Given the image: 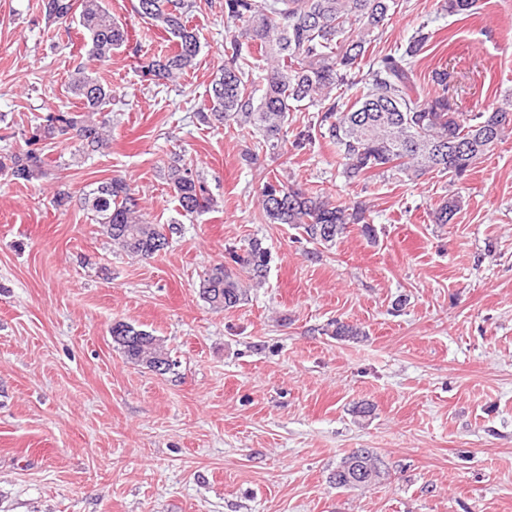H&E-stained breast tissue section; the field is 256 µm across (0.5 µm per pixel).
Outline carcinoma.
<instances>
[{
  "label": "carcinoma",
  "instance_id": "obj_1",
  "mask_svg": "<svg viewBox=\"0 0 512 512\" xmlns=\"http://www.w3.org/2000/svg\"><path fill=\"white\" fill-rule=\"evenodd\" d=\"M202 0H137L134 11L168 35L172 47L141 66L142 78L157 86L177 82L195 65L202 44L198 28L189 25ZM398 0H224V16L235 34L224 46V66L208 89L197 112L200 123H234L258 134L257 148L282 155L286 146L301 150L312 142L311 125L288 134L289 112L307 102L319 107L316 125L336 147L344 177L365 180L380 170H393L412 179L429 172L446 174L450 182L463 179L476 162L512 133V105L504 102L483 112L463 114L451 109L443 94H422L414 80V62L429 35L418 32L406 45L379 57L361 73L362 61L373 34L382 28ZM45 19L58 28L73 22L86 31L88 59L100 63L129 40L128 30L112 18L105 0H41ZM257 47L268 61L263 75L253 77L244 46ZM80 103L75 113H49L31 128L25 149L0 153V173L30 182L46 176L45 148L69 140L84 156L108 148L109 121L98 119L112 104V85L75 67L69 81ZM293 140H288V137ZM164 179L178 204L188 214L215 208L205 179L191 163L174 159ZM84 205L113 244L123 252L147 260L164 250L172 224L146 221L129 184L114 177L86 192ZM460 196L448 195L433 212L434 222L448 224L460 209ZM362 201L334 202L324 193L279 178L263 182L259 214L266 224H288L308 239L331 246L351 227L365 237L374 235ZM238 267L214 265L200 282L199 294L214 309H229L244 299L242 278L260 284L266 277L269 253L254 239L238 253H230ZM135 331L130 323L112 325L114 343L126 359L152 369L157 358H171L163 341L143 330V340L129 342ZM332 335L356 340L364 331L356 324L335 321ZM359 468L370 472L363 486L387 476L377 455L353 452L333 473L336 487L353 489L340 481L342 473Z\"/></svg>",
  "mask_w": 512,
  "mask_h": 512
}]
</instances>
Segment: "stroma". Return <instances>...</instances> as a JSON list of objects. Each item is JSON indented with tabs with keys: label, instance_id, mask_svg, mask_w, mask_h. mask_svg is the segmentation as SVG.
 Wrapping results in <instances>:
<instances>
[{
	"label": "stroma",
	"instance_id": "obj_1",
	"mask_svg": "<svg viewBox=\"0 0 512 512\" xmlns=\"http://www.w3.org/2000/svg\"><path fill=\"white\" fill-rule=\"evenodd\" d=\"M135 2L105 0L130 40L92 66L113 89L111 148L83 158L58 142L46 178L0 175V512H512V136L454 186L440 173L348 182L318 134L270 156L252 132L194 114L234 33L224 0L196 14L198 64L169 88L140 77L162 40ZM400 2L368 59L422 27L421 89L437 91L444 70L456 111L512 97V0H477L466 18L441 0ZM40 4L0 0V119L13 150L48 113L79 107L69 76L87 59L84 32L58 31ZM177 154L216 208H179L164 179ZM115 176L148 221L180 228L152 259L113 249L83 204ZM274 176L365 201L375 240L353 230L330 247L261 223ZM58 190L71 195L60 208ZM454 191V219L434 223ZM252 239L270 253L264 283L212 309L200 281ZM336 319L364 337L330 336ZM118 321L162 338L175 367L128 362L112 341ZM363 403L370 415L356 416ZM359 448L388 477L336 487L333 471Z\"/></svg>",
	"mask_w": 512,
	"mask_h": 512
}]
</instances>
